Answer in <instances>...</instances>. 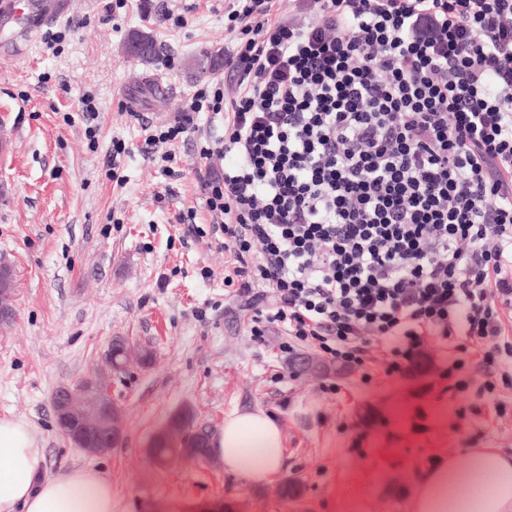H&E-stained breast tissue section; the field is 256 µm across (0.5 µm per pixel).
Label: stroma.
<instances>
[{
	"instance_id": "obj_1",
	"label": "stroma",
	"mask_w": 512,
	"mask_h": 512,
	"mask_svg": "<svg viewBox=\"0 0 512 512\" xmlns=\"http://www.w3.org/2000/svg\"><path fill=\"white\" fill-rule=\"evenodd\" d=\"M75 0L72 29L57 50L42 41L15 47L21 27L0 16V264L9 268L13 317L0 325V417L26 421L44 448L47 470L98 468L112 481L116 512H184L228 502L240 512H408L403 497L418 469L467 448L512 453V389L486 381L512 373V358L486 365L452 343L423 342L416 372L387 373L388 348L371 337L362 364L296 371L299 358L322 359L312 343L282 328L250 334L224 272L229 252L193 240L175 216L198 203L200 146L175 148V178L161 174L141 146L145 126L175 120L195 90L224 82L235 45L224 0ZM184 16L178 28L167 13ZM152 35L156 53L131 59V32ZM163 73L165 92L147 77ZM92 95L99 133L88 141L81 99ZM135 107H127L125 96ZM128 151L109 175L114 141ZM213 273L202 279L200 269ZM150 346L154 357L110 374L124 409L122 440L91 457L58 431L52 398L107 373L114 338ZM465 359L469 386L454 389L448 369ZM261 409L283 434L281 470L254 486L228 473L222 458L156 464L155 432L181 411L193 430L216 438L226 415ZM299 485L283 501V482Z\"/></svg>"
}]
</instances>
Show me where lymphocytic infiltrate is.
Listing matches in <instances>:
<instances>
[{"instance_id": "f902f5d3", "label": "lymphocytic infiltrate", "mask_w": 512, "mask_h": 512, "mask_svg": "<svg viewBox=\"0 0 512 512\" xmlns=\"http://www.w3.org/2000/svg\"><path fill=\"white\" fill-rule=\"evenodd\" d=\"M227 2L244 28L224 85L145 151L168 162L199 136L203 205L176 221L232 254L252 337L282 325L357 363L385 336L398 373L423 336H463L493 362L512 306V0H299L286 23L275 0Z\"/></svg>"}]
</instances>
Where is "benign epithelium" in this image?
<instances>
[{
  "instance_id": "obj_1",
  "label": "benign epithelium",
  "mask_w": 512,
  "mask_h": 512,
  "mask_svg": "<svg viewBox=\"0 0 512 512\" xmlns=\"http://www.w3.org/2000/svg\"><path fill=\"white\" fill-rule=\"evenodd\" d=\"M53 409L59 432L89 455L110 452L120 435L123 408L112 399L110 386L102 377L58 389Z\"/></svg>"
}]
</instances>
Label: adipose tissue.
<instances>
[{"label":"adipose tissue","instance_id":"1","mask_svg":"<svg viewBox=\"0 0 512 512\" xmlns=\"http://www.w3.org/2000/svg\"><path fill=\"white\" fill-rule=\"evenodd\" d=\"M227 471L254 484L283 464L278 423L259 409L234 411L211 441ZM410 512H512V455L470 448L430 463L404 493ZM0 512H115L112 482L100 470L51 474L29 425L0 417Z\"/></svg>","mask_w":512,"mask_h":512}]
</instances>
